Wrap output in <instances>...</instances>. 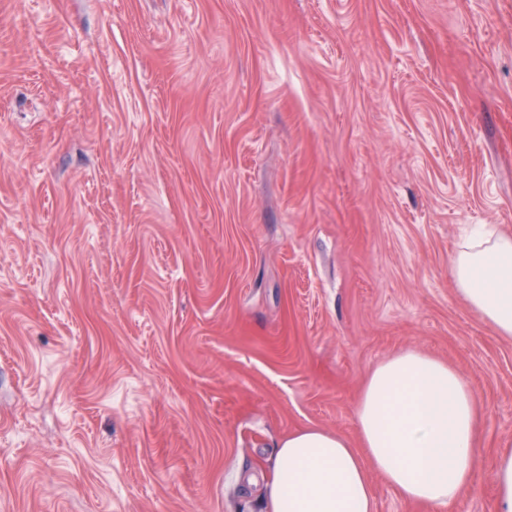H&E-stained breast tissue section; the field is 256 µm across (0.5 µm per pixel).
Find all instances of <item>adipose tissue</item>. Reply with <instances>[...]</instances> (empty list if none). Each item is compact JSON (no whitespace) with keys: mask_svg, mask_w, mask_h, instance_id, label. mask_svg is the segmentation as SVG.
<instances>
[{"mask_svg":"<svg viewBox=\"0 0 512 512\" xmlns=\"http://www.w3.org/2000/svg\"><path fill=\"white\" fill-rule=\"evenodd\" d=\"M467 305L512 338V233L482 226L451 259ZM482 410L457 369L407 349L375 366L355 408L357 442L308 426L278 443L264 512H375L371 473L422 512L454 503L480 464Z\"/></svg>","mask_w":512,"mask_h":512,"instance_id":"obj_1","label":"adipose tissue"}]
</instances>
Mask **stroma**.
Instances as JSON below:
<instances>
[{"label":"stroma","mask_w":512,"mask_h":512,"mask_svg":"<svg viewBox=\"0 0 512 512\" xmlns=\"http://www.w3.org/2000/svg\"><path fill=\"white\" fill-rule=\"evenodd\" d=\"M512 0H0V512H261L288 432L448 361L495 512L512 339ZM474 229L459 240L451 259L457 293L490 322L500 336L512 338V233Z\"/></svg>","instance_id":"stroma-1"}]
</instances>
